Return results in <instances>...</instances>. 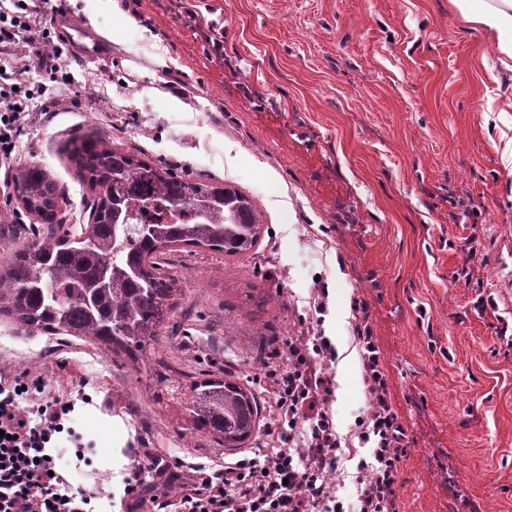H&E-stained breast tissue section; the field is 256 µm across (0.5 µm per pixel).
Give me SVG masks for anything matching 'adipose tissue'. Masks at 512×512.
<instances>
[{
    "mask_svg": "<svg viewBox=\"0 0 512 512\" xmlns=\"http://www.w3.org/2000/svg\"><path fill=\"white\" fill-rule=\"evenodd\" d=\"M463 20L490 35L498 59L512 70V0H450Z\"/></svg>",
    "mask_w": 512,
    "mask_h": 512,
    "instance_id": "adipose-tissue-1",
    "label": "adipose tissue"
}]
</instances>
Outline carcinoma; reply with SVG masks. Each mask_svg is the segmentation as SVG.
Segmentation results:
<instances>
[{
	"label": "carcinoma",
	"mask_w": 512,
	"mask_h": 512,
	"mask_svg": "<svg viewBox=\"0 0 512 512\" xmlns=\"http://www.w3.org/2000/svg\"><path fill=\"white\" fill-rule=\"evenodd\" d=\"M65 154L93 194L92 224L64 223L58 184L39 164L21 166L15 191L43 227L0 268V315L47 334L63 333L131 359L144 355L173 309L174 279L157 256L175 245L252 252L266 217L229 182L183 176L92 135L67 140ZM174 391L195 430L238 448L259 425L255 392L223 374Z\"/></svg>",
	"instance_id": "obj_1"
}]
</instances>
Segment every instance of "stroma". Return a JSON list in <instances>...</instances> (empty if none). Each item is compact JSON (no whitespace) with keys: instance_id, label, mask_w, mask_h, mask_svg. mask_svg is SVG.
Masks as SVG:
<instances>
[{"instance_id":"obj_1","label":"stroma","mask_w":512,"mask_h":512,"mask_svg":"<svg viewBox=\"0 0 512 512\" xmlns=\"http://www.w3.org/2000/svg\"><path fill=\"white\" fill-rule=\"evenodd\" d=\"M112 43L72 62L65 106L26 128L14 166L49 169L90 224L65 139L86 131L160 167L233 183L266 214L253 252L179 245L174 309L147 359L0 317V375L75 398L57 465L98 512H126L116 478L137 448L188 465L263 458L196 432L167 389L223 372L261 404L276 336L334 332L324 409L355 436L376 409V350L404 453L394 512H512V72L448 0H69ZM0 265L41 222L14 194ZM362 311H355L356 302ZM134 434L112 445V418Z\"/></svg>"}]
</instances>
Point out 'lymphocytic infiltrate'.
Here are the masks:
<instances>
[{"label":"lymphocytic infiltrate","mask_w":512,"mask_h":512,"mask_svg":"<svg viewBox=\"0 0 512 512\" xmlns=\"http://www.w3.org/2000/svg\"><path fill=\"white\" fill-rule=\"evenodd\" d=\"M50 0H10L0 5V168H10L22 132L33 121L36 99L59 102L69 84L62 49H36V38H50ZM44 78L32 85L31 74ZM274 357L283 362L270 371L277 446L264 458L242 457L218 468L186 467L153 449L134 453L123 478L124 500L150 504L152 512H315L332 495L321 479L326 451L336 433L323 410L325 382L317 376L318 358L332 356L323 337L292 336L278 342ZM40 380L0 376V512H93L92 495L73 491L57 470L55 438L65 432L74 409L71 399L32 398ZM309 424L308 455L288 454L290 430L298 420ZM374 426L385 451L378 480L389 490L400 438L396 415L381 405ZM179 483L178 500L155 492V479Z\"/></svg>","instance_id":"f902f5d3"}]
</instances>
